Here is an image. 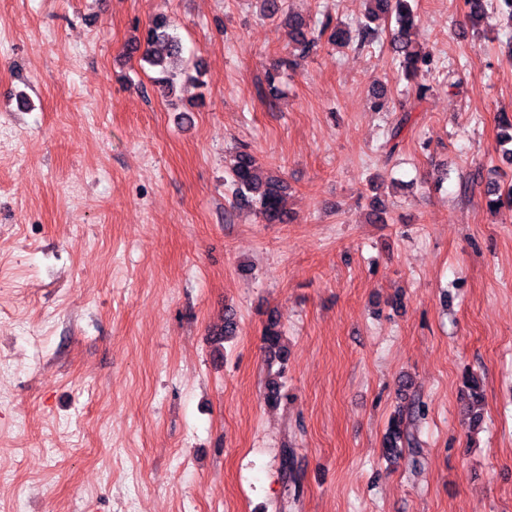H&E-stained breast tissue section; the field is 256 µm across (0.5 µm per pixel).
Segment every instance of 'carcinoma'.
<instances>
[{
  "label": "carcinoma",
  "mask_w": 512,
  "mask_h": 512,
  "mask_svg": "<svg viewBox=\"0 0 512 512\" xmlns=\"http://www.w3.org/2000/svg\"><path fill=\"white\" fill-rule=\"evenodd\" d=\"M369 4L364 20L350 28L345 24L336 25L332 38L336 41L356 42L364 44L372 41L378 34V28L371 26L377 19L394 18L393 43L399 57V67L406 78L424 76L439 67V60L431 53L416 49L410 39L411 30L415 27L417 15L410 0H365ZM506 7L512 19V0H464L465 16L471 27H476L485 17L488 10L494 7ZM291 29L292 41L299 50L306 54L317 47L319 39L308 37L305 32L306 23L298 17H287ZM130 52L141 53L140 60L152 67L161 68L163 77L158 79L162 86L173 89L172 78L167 76L168 66L181 57L183 52L181 40L174 32L173 21L165 15H157L145 33L143 40L130 45ZM410 113L403 112L396 117L388 129L387 142L391 143L389 153L398 147V138L408 122ZM231 185L234 187L235 199L239 204L252 208L267 224H282L286 220L287 211L284 197L288 189L286 182L279 176H266L261 170L259 161L247 147L238 150L228 171ZM487 204L492 209L504 206L512 209V186L502 190L495 187L488 192ZM265 352L270 361H277L280 367L276 372H268L264 386V400L269 405H276L282 399V381L284 366L288 360V349L283 343L282 331L278 318L271 314L263 333ZM465 385L470 390L472 402L468 403L472 411V422L481 421L482 414L474 410V405L482 402V390L478 378L470 375L465 378ZM424 415L423 407L416 404L398 411L389 421L383 440L384 456L388 459L402 454L404 448L416 447L414 435L408 431L404 419L411 421ZM283 473L288 475L287 481L298 490L300 476L293 475L295 452L292 448L281 449Z\"/></svg>",
  "instance_id": "carcinoma-1"
}]
</instances>
